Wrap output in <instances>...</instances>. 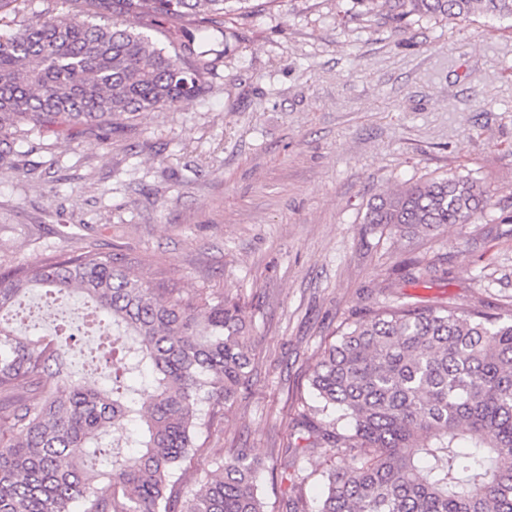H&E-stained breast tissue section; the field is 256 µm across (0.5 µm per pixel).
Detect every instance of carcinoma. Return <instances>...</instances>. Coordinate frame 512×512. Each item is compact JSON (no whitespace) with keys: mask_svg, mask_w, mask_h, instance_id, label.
Masks as SVG:
<instances>
[{"mask_svg":"<svg viewBox=\"0 0 512 512\" xmlns=\"http://www.w3.org/2000/svg\"><path fill=\"white\" fill-rule=\"evenodd\" d=\"M0 33V164L21 126H83L108 138L114 118L204 96L216 60L209 32L249 0H66ZM395 28L409 18L512 20V0H354ZM141 29L126 25L128 17ZM192 32L169 51L165 22ZM476 181L452 176L371 203L364 223L404 236L479 218ZM78 291L107 390L65 373L59 349L12 326L21 297ZM251 316L240 301L173 295L135 275L119 253L86 250L0 272V512H266L259 466L237 448L191 475L202 430L250 377ZM315 413L297 427L336 449L317 512H512V314L446 305L379 307L347 327L310 375ZM134 430L130 451L98 469L108 424Z\"/></svg>","mask_w":512,"mask_h":512,"instance_id":"1","label":"carcinoma"}]
</instances>
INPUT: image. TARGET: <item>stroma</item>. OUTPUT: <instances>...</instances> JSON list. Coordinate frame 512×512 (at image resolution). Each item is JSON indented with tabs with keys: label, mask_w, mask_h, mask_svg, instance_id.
Returning <instances> with one entry per match:
<instances>
[{
	"label": "stroma",
	"mask_w": 512,
	"mask_h": 512,
	"mask_svg": "<svg viewBox=\"0 0 512 512\" xmlns=\"http://www.w3.org/2000/svg\"><path fill=\"white\" fill-rule=\"evenodd\" d=\"M199 99L18 140L0 167V269L95 248L191 295L245 302L254 373L191 469L250 449L267 512H316L335 449L284 455L342 327L398 302L512 314V21L378 24L352 0H254L224 19ZM489 204L399 237L377 195L448 175Z\"/></svg>",
	"instance_id": "35a3bbf8"
}]
</instances>
